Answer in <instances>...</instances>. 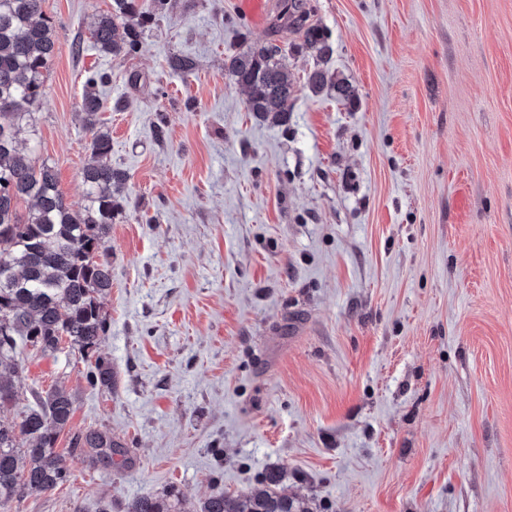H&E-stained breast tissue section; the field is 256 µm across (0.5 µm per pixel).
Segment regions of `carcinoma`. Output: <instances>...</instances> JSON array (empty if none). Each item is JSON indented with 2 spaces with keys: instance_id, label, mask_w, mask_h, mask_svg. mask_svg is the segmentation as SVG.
Listing matches in <instances>:
<instances>
[{
  "instance_id": "obj_1",
  "label": "carcinoma",
  "mask_w": 512,
  "mask_h": 512,
  "mask_svg": "<svg viewBox=\"0 0 512 512\" xmlns=\"http://www.w3.org/2000/svg\"><path fill=\"white\" fill-rule=\"evenodd\" d=\"M43 2L0 0V363L21 371L22 349L53 355L66 339L84 364L87 385L110 393L116 373L112 359L101 353L110 325L100 298L112 288L106 239L122 208L118 193L127 174L112 166L110 133L96 120L104 107L100 87L108 82L101 73L87 77L80 104L92 155L82 173L80 208L66 201L54 168L37 162L35 148H20L22 138L35 136L45 72L58 42ZM166 6V0H114L112 11L96 18L92 47L115 57L137 53L143 30ZM281 17L303 32L306 48L321 58L331 55L324 31L307 23L301 0H283ZM278 53L276 46H256L227 57L224 70L245 89L248 111L284 121L298 89ZM306 84L344 103L356 96L352 84L319 66L308 73ZM23 201L31 203L25 212ZM15 400L14 381L0 377V410ZM75 404V395L57 383L46 396L35 394V406L20 420L0 419V512H8L26 489L48 491L70 481L57 441ZM72 445L94 448L108 459L122 448L100 430L74 437ZM285 479L284 469L273 468L246 493L214 491L196 504L172 491L148 494L129 503L126 512H313L309 500L288 496Z\"/></svg>"
}]
</instances>
